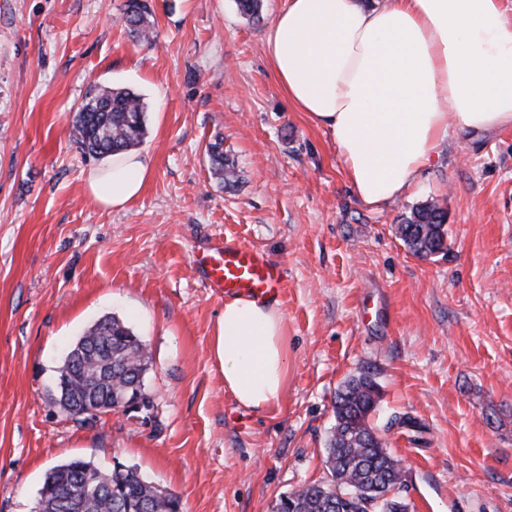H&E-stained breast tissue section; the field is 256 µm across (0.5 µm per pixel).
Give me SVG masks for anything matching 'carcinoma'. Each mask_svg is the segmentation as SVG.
Masks as SVG:
<instances>
[{"mask_svg":"<svg viewBox=\"0 0 512 512\" xmlns=\"http://www.w3.org/2000/svg\"><path fill=\"white\" fill-rule=\"evenodd\" d=\"M145 0H126L125 24L132 37L152 42ZM143 96L129 88L91 87L71 122V139L84 157L104 159L141 145L147 134ZM211 169L226 186L236 184L234 166L224 161L223 141L209 145ZM447 213L436 204L421 205L399 225V233L417 257L446 253ZM60 369L68 379L70 398L91 408L126 405L136 395L144 410L150 397L144 388L150 354L147 345L114 315L99 318L81 335ZM380 400L375 380L363 373L349 379L333 403L336 424L326 448L327 482H311L280 497L276 512H407L387 497L400 489L403 474L390 456L370 417ZM390 426L418 438L424 427L403 415ZM172 492L148 481L131 466L117 463L105 471L93 461L71 459L46 475L38 512H180Z\"/></svg>","mask_w":512,"mask_h":512,"instance_id":"1","label":"carcinoma"}]
</instances>
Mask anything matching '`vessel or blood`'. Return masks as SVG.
<instances>
[{
  "instance_id": "obj_1",
  "label": "vessel or blood",
  "mask_w": 512,
  "mask_h": 512,
  "mask_svg": "<svg viewBox=\"0 0 512 512\" xmlns=\"http://www.w3.org/2000/svg\"><path fill=\"white\" fill-rule=\"evenodd\" d=\"M192 267L213 294L273 301L282 294L283 267L258 247L234 238L208 242L193 253Z\"/></svg>"
}]
</instances>
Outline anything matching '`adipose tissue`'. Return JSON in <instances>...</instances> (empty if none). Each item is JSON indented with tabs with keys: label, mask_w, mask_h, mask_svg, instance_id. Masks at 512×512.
Segmentation results:
<instances>
[{
	"label": "adipose tissue",
	"mask_w": 512,
	"mask_h": 512,
	"mask_svg": "<svg viewBox=\"0 0 512 512\" xmlns=\"http://www.w3.org/2000/svg\"><path fill=\"white\" fill-rule=\"evenodd\" d=\"M289 103L334 138L366 206L405 194L450 127L476 136L512 128V19L502 0H284L266 41ZM152 175L145 152H122L85 174L106 209L134 202ZM277 303L226 300L213 351L224 388L264 413L288 383Z\"/></svg>",
	"instance_id": "1"
}]
</instances>
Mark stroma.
Wrapping results in <instances>:
<instances>
[{
    "instance_id": "stroma-1",
    "label": "stroma",
    "mask_w": 512,
    "mask_h": 512,
    "mask_svg": "<svg viewBox=\"0 0 512 512\" xmlns=\"http://www.w3.org/2000/svg\"><path fill=\"white\" fill-rule=\"evenodd\" d=\"M126 0H0V512H32L54 465L115 463L179 497L183 512H270L327 480L337 389L370 373L425 427L384 432L409 512H512V128H453L406 194L375 210L349 183L328 129L292 107L261 18L235 0H147L155 40L125 27ZM142 94L153 159L142 195L100 208L95 161L70 138L92 85ZM239 175L223 187L208 148ZM447 212L448 250L412 255L397 233L417 205ZM232 236L285 271L288 386L272 411L241 407L212 352L224 302L191 269ZM146 343L151 410L95 422L53 402L69 347L102 316Z\"/></svg>"
}]
</instances>
